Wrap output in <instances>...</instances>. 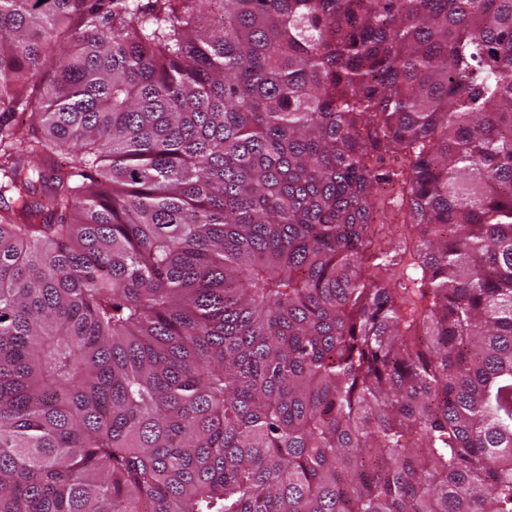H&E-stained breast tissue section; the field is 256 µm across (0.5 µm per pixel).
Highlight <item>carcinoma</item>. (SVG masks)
I'll return each instance as SVG.
<instances>
[{"label": "carcinoma", "instance_id": "carcinoma-1", "mask_svg": "<svg viewBox=\"0 0 512 512\" xmlns=\"http://www.w3.org/2000/svg\"><path fill=\"white\" fill-rule=\"evenodd\" d=\"M0 202V512H512V0H0Z\"/></svg>", "mask_w": 512, "mask_h": 512}]
</instances>
